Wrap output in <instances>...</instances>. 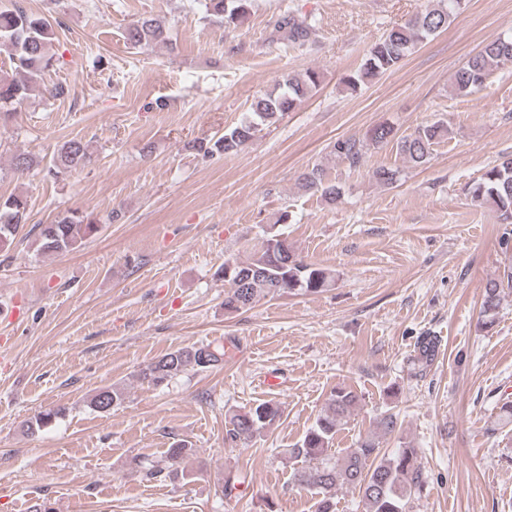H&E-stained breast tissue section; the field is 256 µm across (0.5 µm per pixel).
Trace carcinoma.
Wrapping results in <instances>:
<instances>
[{
  "label": "carcinoma",
  "instance_id": "carcinoma-1",
  "mask_svg": "<svg viewBox=\"0 0 512 512\" xmlns=\"http://www.w3.org/2000/svg\"><path fill=\"white\" fill-rule=\"evenodd\" d=\"M464 0H431L420 6L402 25L385 32L374 42L361 67L343 78L351 89L378 75L398 69L416 45L448 28L452 18L461 10ZM255 6V0H205L206 13L235 29ZM58 21L27 11L20 5L0 9V55L6 56L13 67L12 75H0V117L10 115L18 106L31 98L49 96L61 98L68 93L63 84L48 87L40 83L41 76L53 68L55 54L52 46L56 39ZM285 31L291 43L303 44L317 31L314 19L298 20L288 16L277 24ZM127 40L136 47L171 44L169 29L153 15L138 18L127 30ZM512 61V31L488 41L481 51L460 67L452 79L453 90L462 95L483 90L499 67ZM320 83L315 70L301 80L287 76L280 91L256 97L248 112L224 135L207 142L193 141L187 148L205 156H228L242 151L252 143L263 128L277 123ZM448 125L441 122L420 125L404 136H396L387 124L375 126L368 141L356 138L340 140L334 145L336 154L356 168L363 162L367 143L393 144L403 161L412 168L430 163L433 146L447 137ZM92 160L89 146L81 140L64 142L48 159L44 169L55 178L84 167ZM298 186L325 201L336 204L341 200V188L324 168L314 166L298 176ZM471 199L495 208L502 224H512V157L486 169L467 188ZM29 203L27 197L14 195L0 198V249L11 244L20 228L27 223ZM100 225L90 214L67 211L49 224L38 225L36 242L38 251L56 254L72 251L96 236ZM334 281L333 273L318 264L308 263L295 254L288 239L269 224L262 230L259 247L246 261L224 260V311L233 313L247 310L263 299L280 297L287 293H319ZM512 288V266L489 280L485 285L482 303L483 324L489 328L495 323L501 294ZM439 340L435 336H422L417 341L413 365L424 371L437 357ZM222 346L193 344L168 352L143 368L136 379L160 387L188 370L204 371L224 364ZM126 399L125 388L114 384L97 391L89 407L99 413H108ZM358 395L346 388L331 391L318 414L315 424L303 438L287 449L289 458L304 466L295 472V482L317 495L315 512H334L336 491L342 487L359 493L361 512H408L412 498L421 495L425 479L419 462V449L410 444L399 447L393 454L382 452L378 434L391 435L397 428L395 414L385 411L375 419V432L360 438L355 447L340 451L332 442L341 421L358 406ZM63 411L49 410L37 414L29 421L28 429L40 430L50 425ZM282 416L280 406L263 401L244 411L225 416L224 440L230 444H246L269 431ZM192 448L183 441L174 443L166 452L167 470H148V475L179 477L183 460Z\"/></svg>",
  "mask_w": 512,
  "mask_h": 512
}]
</instances>
